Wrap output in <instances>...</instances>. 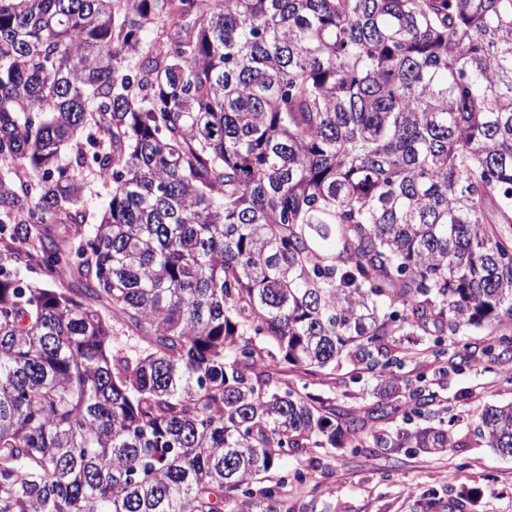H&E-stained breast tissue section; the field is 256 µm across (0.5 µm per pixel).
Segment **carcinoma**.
I'll list each match as a JSON object with an SVG mask.
<instances>
[{"instance_id": "carcinoma-1", "label": "carcinoma", "mask_w": 512, "mask_h": 512, "mask_svg": "<svg viewBox=\"0 0 512 512\" xmlns=\"http://www.w3.org/2000/svg\"><path fill=\"white\" fill-rule=\"evenodd\" d=\"M0 224V512H290L291 452L444 453L288 372H372L381 421L433 402L401 337L512 353V0H0ZM85 190L80 207L86 213V225L96 224L106 201L112 193V183L100 181L90 167L83 171Z\"/></svg>"}]
</instances>
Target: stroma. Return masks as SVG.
Here are the masks:
<instances>
[{
	"label": "stroma",
	"mask_w": 512,
	"mask_h": 512,
	"mask_svg": "<svg viewBox=\"0 0 512 512\" xmlns=\"http://www.w3.org/2000/svg\"><path fill=\"white\" fill-rule=\"evenodd\" d=\"M512 360L484 367L461 365L437 370L425 344H417L401 377L422 379L434 400L428 425H444L458 445L444 454L413 448L390 453L378 448H317L292 452L288 471L291 512H512V457L488 448L473 435L479 408L512 402L506 372ZM308 391L332 398L337 416L365 418L376 403L371 375L342 367L302 379Z\"/></svg>",
	"instance_id": "35a3bbf8"
}]
</instances>
